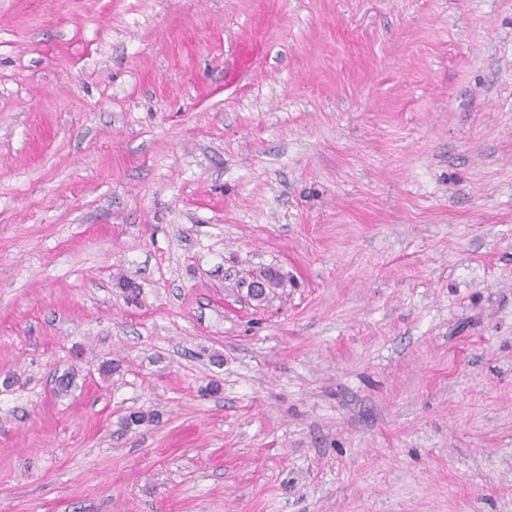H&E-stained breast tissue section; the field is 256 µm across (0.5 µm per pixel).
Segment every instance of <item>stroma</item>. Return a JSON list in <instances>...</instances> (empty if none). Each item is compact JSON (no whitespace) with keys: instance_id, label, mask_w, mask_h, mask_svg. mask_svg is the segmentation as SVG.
I'll list each match as a JSON object with an SVG mask.
<instances>
[{"instance_id":"1","label":"stroma","mask_w":512,"mask_h":512,"mask_svg":"<svg viewBox=\"0 0 512 512\" xmlns=\"http://www.w3.org/2000/svg\"><path fill=\"white\" fill-rule=\"evenodd\" d=\"M0 512H512V0H0Z\"/></svg>"}]
</instances>
